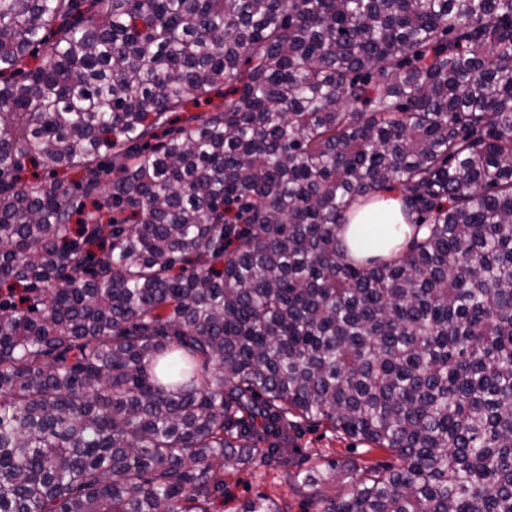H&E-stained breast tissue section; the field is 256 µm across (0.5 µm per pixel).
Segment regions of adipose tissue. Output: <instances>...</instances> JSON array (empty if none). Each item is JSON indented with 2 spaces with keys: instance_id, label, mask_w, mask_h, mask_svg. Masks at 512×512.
Masks as SVG:
<instances>
[{
  "instance_id": "adipose-tissue-1",
  "label": "adipose tissue",
  "mask_w": 512,
  "mask_h": 512,
  "mask_svg": "<svg viewBox=\"0 0 512 512\" xmlns=\"http://www.w3.org/2000/svg\"><path fill=\"white\" fill-rule=\"evenodd\" d=\"M402 200L398 192L386 193L366 205H357L349 213L345 236L354 248L352 257L398 254L400 245L412 233L401 215Z\"/></svg>"
}]
</instances>
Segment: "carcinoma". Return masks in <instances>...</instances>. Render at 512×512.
<instances>
[{"mask_svg":"<svg viewBox=\"0 0 512 512\" xmlns=\"http://www.w3.org/2000/svg\"><path fill=\"white\" fill-rule=\"evenodd\" d=\"M395 190L422 235L352 259ZM3 285L0 512H221L259 455L353 475L325 512H512V0H0ZM290 416L397 464L293 473ZM58 178L64 179L65 184L68 188L72 189L73 201L77 203L80 207V204H83V208L81 213H76L74 215V223L73 228L76 229L78 227V221L86 218L89 211L93 210V200L94 198H81L80 192L76 186L80 184L82 178V172L79 170H70L64 172L62 170L59 171Z\"/></svg>","mask_w":512,"mask_h":512,"instance_id":"carcinoma-1","label":"carcinoma"}]
</instances>
